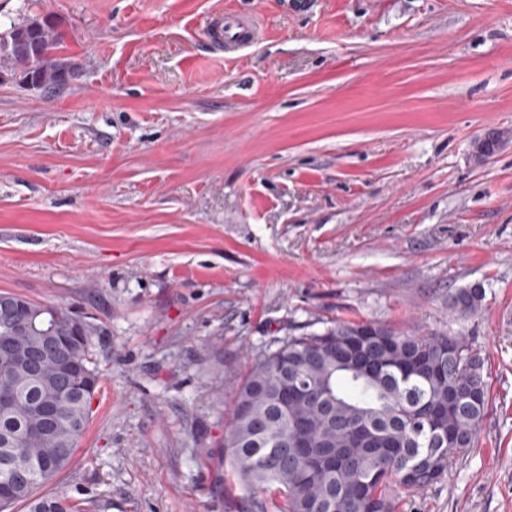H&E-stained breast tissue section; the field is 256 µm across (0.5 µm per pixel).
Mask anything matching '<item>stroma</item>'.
Instances as JSON below:
<instances>
[{
  "instance_id": "1",
  "label": "stroma",
  "mask_w": 512,
  "mask_h": 512,
  "mask_svg": "<svg viewBox=\"0 0 512 512\" xmlns=\"http://www.w3.org/2000/svg\"><path fill=\"white\" fill-rule=\"evenodd\" d=\"M228 11L264 33L226 57ZM26 14L58 23L77 74L0 83V292L99 331L51 492L267 512L224 458L231 387L344 319L485 360L478 442L398 512H512V0H0V24ZM475 283L482 310L452 315ZM486 299L485 289L479 285L458 288L448 296V308L461 317L478 313Z\"/></svg>"
}]
</instances>
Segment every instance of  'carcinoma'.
<instances>
[{"instance_id":"1","label":"carcinoma","mask_w":512,"mask_h":512,"mask_svg":"<svg viewBox=\"0 0 512 512\" xmlns=\"http://www.w3.org/2000/svg\"><path fill=\"white\" fill-rule=\"evenodd\" d=\"M64 34L40 15L0 30V78L50 89L76 68ZM485 289L448 296L461 317L478 313ZM73 312L0 293V498L27 512H93L94 501L41 495L72 462L92 413L99 376L96 329ZM44 353L38 372L25 364ZM489 397L484 362L461 336L413 335L380 322L338 320L283 340L253 362L234 389L224 452L253 493L277 512H394L393 492L423 489L478 440Z\"/></svg>"}]
</instances>
